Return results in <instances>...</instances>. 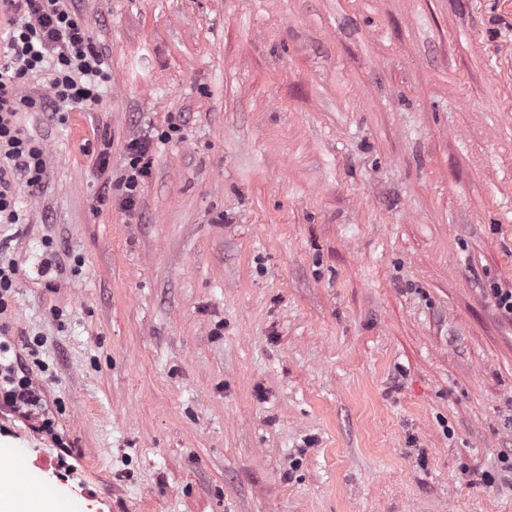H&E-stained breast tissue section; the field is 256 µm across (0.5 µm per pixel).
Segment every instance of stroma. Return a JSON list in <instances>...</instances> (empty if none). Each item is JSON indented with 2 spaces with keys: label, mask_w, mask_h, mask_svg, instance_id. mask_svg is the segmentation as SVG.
Returning <instances> with one entry per match:
<instances>
[{
  "label": "stroma",
  "mask_w": 512,
  "mask_h": 512,
  "mask_svg": "<svg viewBox=\"0 0 512 512\" xmlns=\"http://www.w3.org/2000/svg\"><path fill=\"white\" fill-rule=\"evenodd\" d=\"M111 81L22 112L0 483L80 512H512V0H76ZM134 215L127 146L169 123ZM110 163L101 168L99 154ZM0 401L27 421L38 419L44 409L41 390L14 362L0 363Z\"/></svg>",
  "instance_id": "1"
}]
</instances>
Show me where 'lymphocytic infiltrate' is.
I'll return each instance as SVG.
<instances>
[{"label": "lymphocytic infiltrate", "instance_id": "1", "mask_svg": "<svg viewBox=\"0 0 512 512\" xmlns=\"http://www.w3.org/2000/svg\"><path fill=\"white\" fill-rule=\"evenodd\" d=\"M0 14L7 16L9 24L8 36L0 43V154L9 164L8 169L0 168V218L16 224L21 215L8 172L23 175L33 188L42 186L46 173L42 144L21 128L19 112L60 103L99 102L109 73L86 22L68 0H0ZM43 71L51 74L48 94H19L27 77ZM153 162L150 140L129 144L127 174L121 182L125 211H133ZM0 403L28 421L39 418L44 408L41 390L25 369L12 362L0 363Z\"/></svg>", "mask_w": 512, "mask_h": 512}]
</instances>
